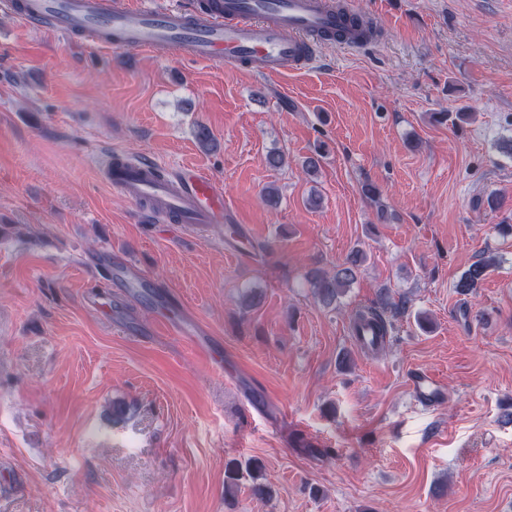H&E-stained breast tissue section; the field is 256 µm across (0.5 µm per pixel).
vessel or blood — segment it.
<instances>
[{
    "mask_svg": "<svg viewBox=\"0 0 512 512\" xmlns=\"http://www.w3.org/2000/svg\"><path fill=\"white\" fill-rule=\"evenodd\" d=\"M0 8L27 24L50 20L63 38L81 37L104 47L149 52L175 49L183 58L245 66L264 76H284L315 64L314 36L342 32L343 43H366L353 25L358 6L346 0H182L172 7L131 8L116 0H0ZM104 179L148 224H181L202 232L210 225L235 223L224 210V195L206 174L191 167L163 170L151 158L112 151L104 159ZM160 327L181 336L192 349L212 356L203 328L190 317L160 316Z\"/></svg>",
    "mask_w": 512,
    "mask_h": 512,
    "instance_id": "1",
    "label": "vessel or blood"
}]
</instances>
